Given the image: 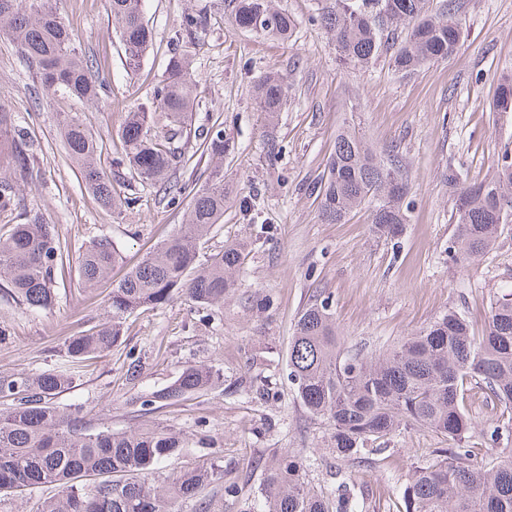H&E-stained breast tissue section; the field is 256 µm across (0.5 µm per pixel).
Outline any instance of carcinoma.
I'll list each match as a JSON object with an SVG mask.
<instances>
[{
    "label": "carcinoma",
    "mask_w": 512,
    "mask_h": 512,
    "mask_svg": "<svg viewBox=\"0 0 512 512\" xmlns=\"http://www.w3.org/2000/svg\"><path fill=\"white\" fill-rule=\"evenodd\" d=\"M144 0H107L112 25L125 48L127 64L140 65L152 32L144 19ZM237 26L286 42L295 19L274 0H229ZM456 0H442L436 10L428 0H321L319 21L340 61L368 68L388 57L394 74L406 78L426 64L455 55L461 23ZM203 25L185 12L187 38ZM0 34L20 43L37 70L46 96L59 92L97 102L105 84L100 63L77 47L76 36L44 0H0ZM195 74L187 55L170 61L169 73L154 94L155 111L126 113L120 127L123 151L112 160L143 185H163L183 162L178 146L193 116ZM287 97L284 79L264 76L256 85L261 111L272 118ZM494 110L512 112V76L499 84ZM63 137L68 157L77 164L86 190L104 208L120 209L133 199L117 192L112 172L97 161L98 137L76 116L67 119ZM206 152L224 157V135H205ZM26 128L17 124L8 102L0 100V157L24 174L30 163ZM399 183L396 160H384L349 127L336 136L326 176L321 178L319 207L323 219L341 224L350 213L372 206V231L392 239L403 230L411 202ZM455 234L448 252L469 266L491 250L504 229L500 215L512 213V156L506 154L492 179L464 185L448 168ZM224 171L216 165L198 187L181 230L149 253L114 288L105 322L69 337L67 356L93 359L120 342L125 316L156 308L180 294L205 308L224 302L245 259V244L230 243L199 263V244L224 218ZM119 254L112 240H92L78 256L86 288L107 278ZM63 261L56 225L36 212L0 236V280L32 309L50 307L56 294L55 270ZM288 379L296 399L313 417L325 421L327 447L336 457L357 460L375 452L373 445L411 428L448 441L435 457L414 466L404 484L406 512H512V456L478 457L479 444L495 447L512 424V289L490 302L484 327L476 333L469 320L450 309L385 352L344 348L332 318L329 298L316 297L301 312L288 346ZM72 371L0 377V494H23L55 486L57 497L39 512H181L208 485L224 480L215 467L183 468L159 478L161 465L179 453L180 442L164 430L110 429L89 432L81 411L63 413L54 399L69 389ZM476 383L487 402L501 411L502 423L475 431L463 395ZM211 372L194 365L175 381L141 402L152 406L176 402L206 390ZM311 459L284 448L268 466L259 485L260 512H355L345 498L330 507L324 492L310 485ZM92 477L94 482L84 483Z\"/></svg>",
    "instance_id": "cac0c4a2"
}]
</instances>
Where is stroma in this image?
<instances>
[{"instance_id": "35a3bbf8", "label": "stroma", "mask_w": 512, "mask_h": 512, "mask_svg": "<svg viewBox=\"0 0 512 512\" xmlns=\"http://www.w3.org/2000/svg\"><path fill=\"white\" fill-rule=\"evenodd\" d=\"M228 3L145 0L154 39L132 69L106 0H54L82 51L105 67L108 93L94 106L66 95L46 97L17 44L0 36V97L32 143L27 173H4L20 206L0 210V234L21 223L25 211H37L56 224L66 254L49 309H29L0 281V376L68 366L66 339L98 326L114 285L184 224L187 199L169 203L157 186L127 187L130 207H100L67 158L62 126L73 115L82 120L99 138L103 165H110L122 150L124 113L149 106L184 37L183 13L205 14L191 47L196 107L181 139L185 160L171 181L189 189L204 184L213 163L200 133L223 129L224 220L201 245L200 257L239 239L248 241L250 254L223 304L204 310L177 296L127 316L120 344L80 370L56 404L82 407L93 431L176 432L184 448L168 468L215 464L224 472L222 482L202 492L211 512L260 507L256 490L264 468L283 448L318 459L309 480L325 491L335 488L336 472L353 474L361 512H405L406 475L444 440L412 428L392 438L384 453L337 459L326 449L327 424L296 399L285 356L298 314L316 294L331 297L345 347L378 352L449 309L482 330L494 293L512 288V224L498 247L470 266L449 255L455 226L444 180L453 167L465 184L488 181L502 155L512 154V115L491 109L501 74L512 71V0H458V52L409 78L395 75L384 59L367 70L342 64L315 20L317 0H276L297 22L286 42L240 29ZM270 72L288 86V101L271 127L254 93ZM348 123L378 154L401 162L413 205L399 244L373 236L369 207L343 224L319 215V179L338 130ZM102 235L112 239L119 259L108 278L86 289L77 257ZM191 364L211 371L212 389L142 410L141 398ZM259 384L267 396L257 394ZM228 483L238 486V496L225 495Z\"/></svg>"}]
</instances>
